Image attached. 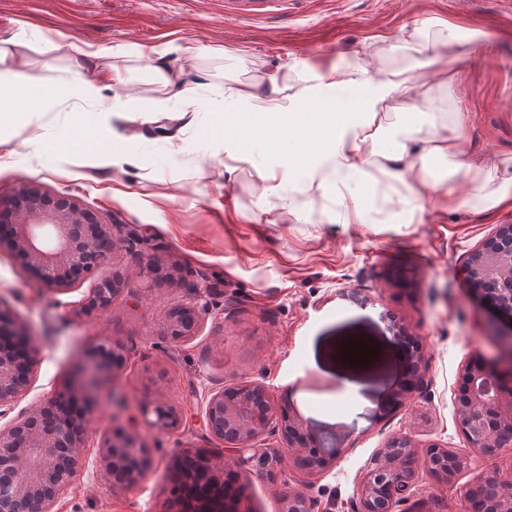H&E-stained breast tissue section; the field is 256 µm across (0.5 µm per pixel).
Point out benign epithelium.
<instances>
[{"label": "benign epithelium", "instance_id": "7a95c632", "mask_svg": "<svg viewBox=\"0 0 512 512\" xmlns=\"http://www.w3.org/2000/svg\"><path fill=\"white\" fill-rule=\"evenodd\" d=\"M115 225L86 207L79 199L23 184L7 209L0 212V247L21 255L29 268L50 286L65 293L69 287L106 267L117 247ZM144 259L143 274L155 280L164 272L154 247L140 238L132 240ZM470 296L484 309L491 335L499 342L494 360L472 357L462 368V386L455 400L457 426L472 447L491 450L512 446V298L503 286L512 287V224L499 225L467 258L462 269ZM119 270L99 279L82 311L91 313L112 305L125 289ZM209 302L197 292L194 302L171 309L165 316L167 336L184 342L205 323ZM99 369L110 373L126 362L123 344L103 340L92 350ZM39 362V348L0 306V418L31 388ZM105 378L80 363L72 382L37 408L10 424L0 426V512H53L81 467L80 448L87 431L90 404L85 387H100ZM428 388L420 351H414L406 376L392 390L388 405L404 401ZM153 425L168 429L178 424L171 408L155 409ZM201 415L210 435L224 441L237 462L248 464L273 482L281 481L282 449L302 459H313L309 470L317 473L336 461L335 443L316 437L285 409L276 408L265 384L252 382L220 387L204 393ZM277 436L284 448L264 442ZM105 468L114 483L131 486L149 471V450L135 435L122 429L103 434L100 442ZM419 444L409 435L389 438L373 456L357 482L354 512H395L418 482ZM208 476L224 483L223 455L209 457ZM423 466L435 479L451 481L465 460L437 443L426 446ZM500 489L502 507L512 512V482L488 476ZM284 512H312L300 492L282 496Z\"/></svg>", "mask_w": 512, "mask_h": 512}]
</instances>
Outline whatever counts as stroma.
<instances>
[{
  "label": "stroma",
  "instance_id": "1",
  "mask_svg": "<svg viewBox=\"0 0 512 512\" xmlns=\"http://www.w3.org/2000/svg\"><path fill=\"white\" fill-rule=\"evenodd\" d=\"M452 24L487 39L472 49L448 41ZM21 28L35 38L64 34L89 51L167 48V64L182 68L195 102L183 129L166 116L114 120L128 158L120 169L84 151L20 149L0 163V202L9 203L24 183L76 197L158 247L167 264L194 271L211 301L197 336L174 342L165 336L164 316L192 301L190 289L176 278L147 283L125 247L115 250L112 265L127 273V290L89 316L81 307L94 279L62 294L21 257L0 250V299L42 347L32 389L13 414L51 397L101 339L127 348L113 386L89 393L83 467L56 512H176L169 475L182 453L224 451L199 416L203 394L250 381L264 383L275 406L288 407L317 436L335 439L338 455L317 475L286 455L281 484L236 468L248 512H281L288 488L304 492L315 512H352L366 465L387 439L403 434L467 461L452 482L424 477L403 512H466L463 493L478 478L512 480V449L491 454L471 447L454 416L463 366L497 351L459 268L498 225L512 224V209L491 216L471 205L449 207V196L468 193L460 176L434 189L424 213L396 206L376 223L346 224L335 192L312 201L296 186L262 194L257 167L277 163L265 143L254 142L235 160L232 142L197 136L219 107H235L228 89L262 85L271 76L297 87L308 77L306 65L318 62L371 73L408 68L438 39L448 70L422 69L421 111L442 122L463 113L465 150L511 173L512 0H255L246 12L237 0H0V40ZM26 70L38 84L75 75L66 48L31 54ZM86 74L102 77L108 95L163 98L171 110L182 108L136 58L99 59ZM176 129L177 153L166 138ZM385 312L420 341L430 382L426 393L389 415L383 408L408 360L381 318ZM357 341L376 356L344 362V349ZM159 403L177 409V426L154 427ZM115 428L151 450L147 477L131 487L113 485L102 462L101 436Z\"/></svg>",
  "mask_w": 512,
  "mask_h": 512
}]
</instances>
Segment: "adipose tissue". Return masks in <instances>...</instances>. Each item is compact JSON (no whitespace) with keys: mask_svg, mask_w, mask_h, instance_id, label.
Segmentation results:
<instances>
[{"mask_svg":"<svg viewBox=\"0 0 512 512\" xmlns=\"http://www.w3.org/2000/svg\"><path fill=\"white\" fill-rule=\"evenodd\" d=\"M58 48V43L46 36L32 42L23 31L0 40V149L11 145L18 129L26 128L30 131L29 144L41 148L54 141L59 152L83 150L109 164L122 165L126 158L113 147V119L131 113L150 118L169 114L166 100L108 98L101 81L82 76L63 89L36 86L25 72L30 51L46 53ZM416 88L417 79L410 68L371 76L359 69L322 67L313 70L311 83L290 93L274 79L263 88L234 89L239 109L215 113L198 136L237 141L269 137L279 165L258 172L267 194L285 182L300 185L312 195L323 194L331 184H354L367 164L364 149L373 145L380 178L403 179L407 191L404 205L423 209L438 182L429 161L438 158L447 162L449 174L468 180L471 198L483 212L494 214L512 208V176L493 180L489 161L464 150L466 126L460 118L434 128L420 145L407 147V140L420 130L410 120L416 108ZM262 99L272 101V108L259 107ZM64 104L76 106L77 113L60 136H51L35 123L37 112ZM391 104L400 105L402 111L390 144L382 147L376 118Z\"/></svg>","mask_w":512,"mask_h":512,"instance_id":"obj_1","label":"adipose tissue"}]
</instances>
